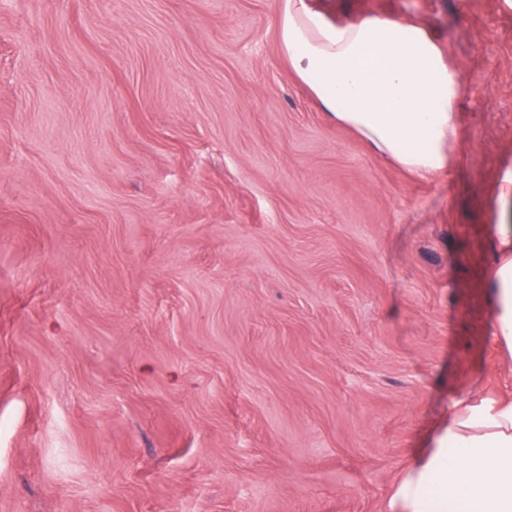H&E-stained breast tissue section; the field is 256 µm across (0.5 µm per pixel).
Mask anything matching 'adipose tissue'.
I'll return each mask as SVG.
<instances>
[{
  "label": "adipose tissue",
  "mask_w": 512,
  "mask_h": 512,
  "mask_svg": "<svg viewBox=\"0 0 512 512\" xmlns=\"http://www.w3.org/2000/svg\"><path fill=\"white\" fill-rule=\"evenodd\" d=\"M278 44L325 115L421 179L447 170L465 90L418 21L335 22L309 0H279ZM489 281L494 339L512 356V226ZM388 512H512V398L456 403L431 448L407 463Z\"/></svg>",
  "instance_id": "1"
}]
</instances>
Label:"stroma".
I'll return each mask as SVG.
<instances>
[{"label":"stroma","instance_id":"1","mask_svg":"<svg viewBox=\"0 0 512 512\" xmlns=\"http://www.w3.org/2000/svg\"><path fill=\"white\" fill-rule=\"evenodd\" d=\"M313 2L480 73L448 173L323 114L277 0H0V512H388L512 398V0ZM499 260L488 288L493 298L494 339L512 357V226L502 224Z\"/></svg>","mask_w":512,"mask_h":512}]
</instances>
